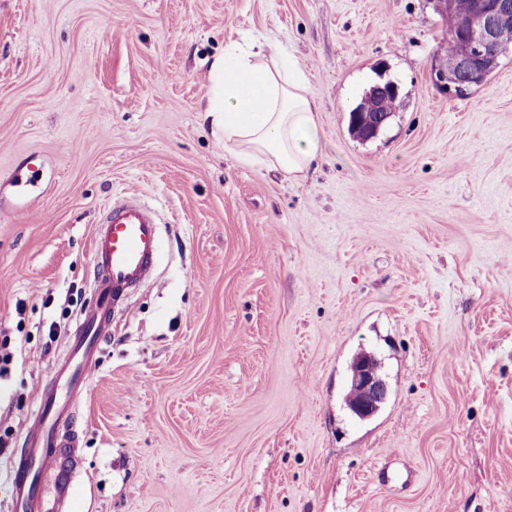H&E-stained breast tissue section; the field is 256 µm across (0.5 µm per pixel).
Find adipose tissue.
Returning a JSON list of instances; mask_svg holds the SVG:
<instances>
[{"label": "adipose tissue", "mask_w": 512, "mask_h": 512, "mask_svg": "<svg viewBox=\"0 0 512 512\" xmlns=\"http://www.w3.org/2000/svg\"><path fill=\"white\" fill-rule=\"evenodd\" d=\"M205 118L238 160L305 178L320 160L317 106L305 72L282 51L233 45L209 72Z\"/></svg>", "instance_id": "ef3b65f1"}]
</instances>
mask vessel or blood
<instances>
[{
	"label": "vessel or blood",
	"instance_id": "1",
	"mask_svg": "<svg viewBox=\"0 0 512 512\" xmlns=\"http://www.w3.org/2000/svg\"><path fill=\"white\" fill-rule=\"evenodd\" d=\"M162 246L154 213L137 201L116 199L101 210L91 244L96 305L82 312L70 336L69 358L55 371V387L45 392L12 464L14 512H55L60 503L68 512H80L70 478L80 450L61 427L91 391L97 352L112 333L113 310L133 288L153 278Z\"/></svg>",
	"mask_w": 512,
	"mask_h": 512
}]
</instances>
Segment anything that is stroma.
<instances>
[{"label": "stroma", "mask_w": 512, "mask_h": 512, "mask_svg": "<svg viewBox=\"0 0 512 512\" xmlns=\"http://www.w3.org/2000/svg\"><path fill=\"white\" fill-rule=\"evenodd\" d=\"M445 32L430 0H0V512L114 196L164 244L72 416L82 512H512V54L450 96ZM249 39L308 75L305 180L204 118L212 59ZM389 80L387 126L354 137ZM363 351L388 386L365 421ZM400 88L394 81H387L383 84H377L370 88L362 98L361 102L351 110L354 127L358 132L360 125H365L366 129L358 133V138L370 140L378 135L380 128L387 122L390 115L381 110L382 101L389 98L399 99ZM397 102L388 100L384 103L383 109L389 113L395 112ZM372 359L373 357L369 354L357 355L350 367L351 386L357 389L359 398L349 407L360 419L375 415L387 398L385 381L373 371L374 368L379 372L380 364L376 359L372 362Z\"/></svg>", "instance_id": "1"}]
</instances>
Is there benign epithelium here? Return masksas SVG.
<instances>
[{"mask_svg": "<svg viewBox=\"0 0 512 512\" xmlns=\"http://www.w3.org/2000/svg\"><path fill=\"white\" fill-rule=\"evenodd\" d=\"M435 11L448 23L455 47L448 54L434 58L430 69L433 84L446 94L461 95L486 79L497 68L499 59L508 52L498 38L505 26H512V0H473L469 11L458 13L454 0H430ZM399 85L393 81L370 88L361 102L352 109L354 127L366 129L358 138L370 140L378 135L390 115L381 110L382 102L399 99ZM351 386L359 398L350 404L353 414L361 419L375 415L387 398L385 381L373 371L372 356L360 354L351 367Z\"/></svg>", "mask_w": 512, "mask_h": 512, "instance_id": "1", "label": "benign epithelium"}]
</instances>
